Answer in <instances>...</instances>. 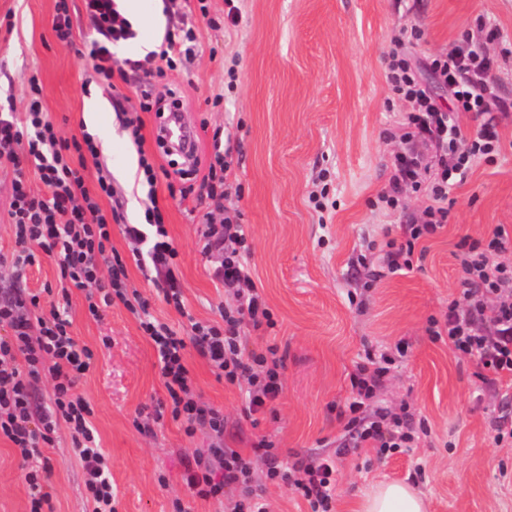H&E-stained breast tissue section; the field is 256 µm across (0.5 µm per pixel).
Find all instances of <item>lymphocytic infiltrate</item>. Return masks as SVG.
I'll return each instance as SVG.
<instances>
[{
	"mask_svg": "<svg viewBox=\"0 0 512 512\" xmlns=\"http://www.w3.org/2000/svg\"><path fill=\"white\" fill-rule=\"evenodd\" d=\"M85 12L94 37L86 45L84 57L91 69L88 80L111 87L114 76L132 70L141 73L137 87L139 109L124 115L123 127L138 146V174L147 186L144 225L129 224L125 234L132 241L147 244L138 264L155 271V283L166 304L182 309L179 286V252L165 227L157 192L156 162L141 149L142 113L164 118L175 104L174 90L160 94L156 79L175 70L183 58L193 54L196 34L193 28L180 27L166 32L159 50L143 58H121L117 47L133 39L129 20L121 13L117 0H84ZM399 42L389 54L387 79L391 91L412 105L401 123L399 137L404 145L393 160L394 173L389 189L380 196L388 207L398 205L405 190L425 192L429 203L419 222L401 225V239L387 243L383 270L366 272L368 282L383 273L395 274L410 269L415 247L421 239L437 234L448 222V190L455 177L465 175L478 159L493 161L502 145L497 130L507 103L494 94V61L481 46L466 40L448 53L420 65ZM433 76L450 94L449 106L432 96L425 78ZM43 89L30 79L23 114L0 113V158L12 165L13 194L10 219L17 249L12 266L15 278H22L26 267L36 264L38 254L57 257L61 287L85 289L89 314L100 318L101 309L121 302L139 320L152 341L168 399L159 403L152 420L164 417L185 423L186 434L209 430L224 434V414L215 407L201 406L194 399L193 380L186 364L185 350L194 346L225 382L248 384V410L257 412L275 400L282 391L283 359L276 347L247 349L244 326L253 329L274 327L275 322L258 291L244 257L247 232L243 224L225 219L209 224L201 233L202 250L224 256L215 270L216 277L234 291L235 303L221 314L218 324L193 323L190 338L178 336L148 310L140 293L127 288V269L111 244L113 224L122 222L119 207L103 210L100 201L114 198L110 175L99 174L96 191H89L75 161L98 157L99 148L91 134L82 138L60 135L43 108ZM473 113L476 129L463 130L460 113ZM36 175L43 192H33L29 175ZM178 192L186 196L200 190L210 205L224 202V157L216 155L207 175L198 176L196 166L178 169ZM200 184H193V177ZM512 251V235L503 225H495L483 239L461 238L454 257L457 262L459 294L448 304L443 320H431L428 332L434 339H447L454 352L470 356L495 378L512 376V264L500 262L501 254ZM8 325L9 335L0 336V438L10 441L23 461L29 492V512H43L48 501L44 475L48 471L40 447L50 443L59 423L72 431V442L79 451L85 470L86 498L92 512H115L109 459L97 446L90 422L92 409L75 387L89 370L94 353L78 346L70 334L66 312L51 309L43 313L38 295L14 291L0 295V324ZM394 359L388 354L366 353L363 363L350 376L354 393L348 404L350 417L344 426L343 445L370 447L380 452L409 448L419 437L409 414H382L367 418L364 410L381 387ZM51 378L53 393L47 405L32 402V390L42 378ZM272 442L262 439L253 448V458L267 465L271 482H285L307 500L311 512H333L336 460L321 457L299 460L282 466L272 451ZM253 458L236 450L214 447L197 455L187 483L197 497L220 499L241 492L233 512H267L261 495L249 483Z\"/></svg>",
	"mask_w": 512,
	"mask_h": 512,
	"instance_id": "obj_1",
	"label": "lymphocytic infiltrate"
}]
</instances>
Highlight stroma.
Instances as JSON below:
<instances>
[{
    "instance_id": "1",
    "label": "stroma",
    "mask_w": 512,
    "mask_h": 512,
    "mask_svg": "<svg viewBox=\"0 0 512 512\" xmlns=\"http://www.w3.org/2000/svg\"><path fill=\"white\" fill-rule=\"evenodd\" d=\"M162 18L159 27L138 28L120 45L122 57L141 58V44H162L167 30L191 26L195 53L179 71L159 81L177 88L185 120L197 127L199 175H206L217 149H226L223 212L208 213L195 196L169 199L166 178L156 184L168 203L166 228L180 253L183 310L166 305L136 265L124 224L144 221L147 189L137 180L138 154L112 107V95L138 106L136 73L117 81L116 91L92 86L80 55L90 40L83 0H69L73 43L57 40L55 0H0V95L24 111L30 77L43 86V104L63 136L80 134L85 100L104 107L111 141L98 159H86L84 184L95 189L108 171L123 203L124 224L112 227V246L123 257L127 285L150 302L151 313L179 335L195 322L219 321L233 304L232 289L215 278L222 257L203 254L198 241L206 222L237 218L248 228L249 263L276 322L252 330L248 345L276 346L284 357L283 391L264 411L249 414L245 385L219 378L195 349L187 365L198 404L224 413V447L250 456L260 438L272 441L278 460L336 459L335 512H356L359 494L382 481H404L424 493L429 512H512V444L497 443L500 415L512 416V398L482 383L475 360L453 353L447 340L429 336L430 319L443 318L457 297L456 243L478 238L498 224L512 229V116L502 120L503 150L494 162L478 161L450 188L445 228L424 242L412 270L365 287L366 254L380 265L389 234L419 217L425 194L405 193L399 208L379 202L402 151L392 133L408 110L387 82L388 54L404 30L420 26V56L451 50L462 34L484 40L494 58L498 93L512 100V0H147ZM496 37L485 41L484 33ZM325 193L324 208L312 197ZM23 287L39 294L42 310L66 309L77 344L94 361L76 391L94 410L97 444L108 454L115 512H232L234 495L198 498L186 483L197 452L214 446L205 430L187 435L183 421L165 419L152 433L137 418L152 413L167 392L151 340L122 304L105 307L100 319L87 310L85 292H61L55 258L40 255L15 279L0 267V292ZM404 345L373 405L408 408L427 433L416 447L388 456L372 448L340 452L344 420L339 411L351 394L350 375L366 351ZM50 464L45 512H90L84 469L67 424L41 449ZM252 484L261 487L268 512H310L288 486L265 478L254 460ZM166 485H159V477ZM24 472L11 443L0 439V512H28Z\"/></svg>"
}]
</instances>
